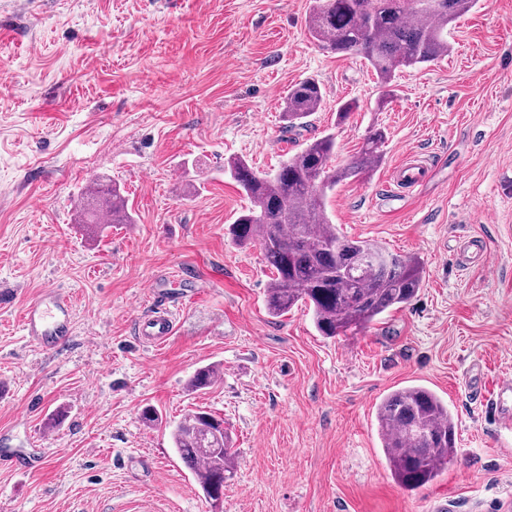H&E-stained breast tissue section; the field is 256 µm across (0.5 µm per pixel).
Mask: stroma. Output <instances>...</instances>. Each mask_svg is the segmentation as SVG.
Instances as JSON below:
<instances>
[{"mask_svg": "<svg viewBox=\"0 0 512 512\" xmlns=\"http://www.w3.org/2000/svg\"><path fill=\"white\" fill-rule=\"evenodd\" d=\"M311 6L0 0V448L47 434L54 448L35 471L0 468V512H211L168 430L141 421L147 406L223 418L237 461L224 512H504L512 430L493 398L512 379V0H479L453 23L451 53L398 73L388 94L365 59L311 38ZM306 78L323 104L295 133L282 102ZM349 99L358 108L338 121ZM375 128L381 166L327 192L326 211L346 236L420 257L424 286L369 329L326 338L305 307L268 314L261 249L228 234L249 201L224 163L269 172L331 132L343 166ZM410 151L425 181L384 195ZM96 178L120 187L131 223H76ZM472 237L487 252L460 262ZM179 269L202 291L172 281ZM155 281L178 304L160 346L134 334ZM51 286L75 304L54 352L20 325ZM207 364L216 383L191 391ZM409 384L457 420L454 461L414 491L393 480L375 420Z\"/></svg>", "mask_w": 512, "mask_h": 512, "instance_id": "1", "label": "stroma"}]
</instances>
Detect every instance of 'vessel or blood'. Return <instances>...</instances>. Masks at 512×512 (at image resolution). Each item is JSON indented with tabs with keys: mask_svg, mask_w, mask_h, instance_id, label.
Segmentation results:
<instances>
[{
	"mask_svg": "<svg viewBox=\"0 0 512 512\" xmlns=\"http://www.w3.org/2000/svg\"><path fill=\"white\" fill-rule=\"evenodd\" d=\"M426 167L416 154H409L397 171L398 186L418 187L423 183ZM149 298L151 311L137 323L139 338L154 345L164 344L175 329V307L165 297L158 284H151ZM22 331L29 343L45 350H58L74 332V306L64 290L49 287L39 297L28 302L21 313ZM494 420L503 429H512V383H500L494 402Z\"/></svg>",
	"mask_w": 512,
	"mask_h": 512,
	"instance_id": "vessel-or-blood-1",
	"label": "vessel or blood"
}]
</instances>
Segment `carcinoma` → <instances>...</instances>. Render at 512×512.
I'll return each instance as SVG.
<instances>
[{"instance_id": "carcinoma-1", "label": "carcinoma", "mask_w": 512, "mask_h": 512, "mask_svg": "<svg viewBox=\"0 0 512 512\" xmlns=\"http://www.w3.org/2000/svg\"><path fill=\"white\" fill-rule=\"evenodd\" d=\"M475 3L442 0L440 7L425 11L415 0H313L308 30L327 50L363 57L388 87L398 70L448 55L445 28ZM322 100L321 86L313 79L292 86L283 100L288 131L307 126ZM385 139L383 130H374L343 167L333 165L336 138L330 133L305 143L272 174L241 158L224 163V171L250 201L230 235L240 246H261L273 274L265 289L271 316L302 304L320 335L335 338L370 327L418 296L424 283L419 257L347 237L325 210L326 190L381 165ZM77 213L80 224H102L107 215L113 224L131 220L119 188L101 183L81 197ZM214 381L213 366L206 365L195 371L190 385L201 390ZM375 418L392 477L400 486L420 489L448 469L457 452V424L435 391L422 385L399 387L379 402ZM222 424L213 414L196 410L170 431L173 448L211 503L224 497V482L233 478L236 467Z\"/></svg>"}]
</instances>
